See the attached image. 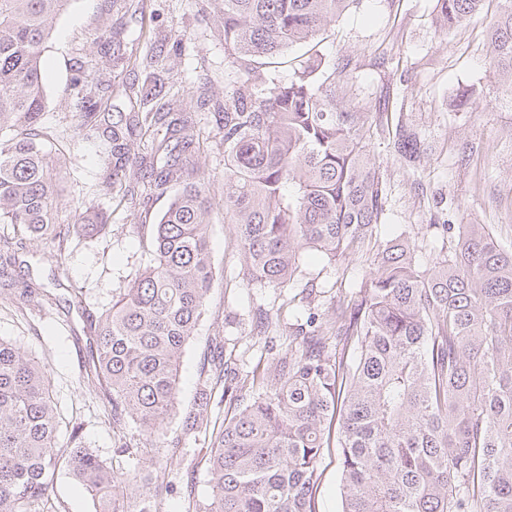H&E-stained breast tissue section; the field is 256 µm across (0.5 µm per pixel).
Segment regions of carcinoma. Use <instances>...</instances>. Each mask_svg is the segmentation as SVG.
I'll return each mask as SVG.
<instances>
[{
	"mask_svg": "<svg viewBox=\"0 0 512 512\" xmlns=\"http://www.w3.org/2000/svg\"><path fill=\"white\" fill-rule=\"evenodd\" d=\"M73 0H0V276L15 248L37 240L62 253L68 239L105 235L109 215L86 208L56 223L59 189L41 125V58L57 18ZM236 75L224 93V214L241 245L247 283L288 287L305 253L329 265L378 247L380 260L349 295L288 326L289 343L270 367L238 379L218 364L202 381L188 433H205L215 386L227 411L206 454L210 503L200 512H318L323 450L341 470V512H512V254L481 224H463L455 246L424 270L423 244L383 243L385 187L361 131L382 112H358L336 84L315 38L350 0H218ZM482 0H437L444 32L476 14ZM311 57L286 81L263 70L297 44ZM488 50L512 94V0L491 23ZM76 127L108 143L106 189L123 199L132 168L153 186L180 185L153 225L149 266L104 312L88 314V367L98 384L118 454L154 446L175 410L179 367L203 317L217 271L208 248L210 177L180 156L200 131L180 112H131L127 131L104 122L98 70L78 67ZM151 132L148 152L129 136ZM408 165L421 140L400 127L394 143ZM144 447L124 441L126 419ZM61 468L91 495L95 512H140L164 485L168 465L128 473L109 466L59 420L42 367L0 339V512H62L51 502Z\"/></svg>",
	"mask_w": 512,
	"mask_h": 512,
	"instance_id": "carcinoma-1",
	"label": "carcinoma"
}]
</instances>
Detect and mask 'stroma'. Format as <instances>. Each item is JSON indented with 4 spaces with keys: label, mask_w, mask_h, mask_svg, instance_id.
<instances>
[{
    "label": "stroma",
    "mask_w": 512,
    "mask_h": 512,
    "mask_svg": "<svg viewBox=\"0 0 512 512\" xmlns=\"http://www.w3.org/2000/svg\"><path fill=\"white\" fill-rule=\"evenodd\" d=\"M437 0H350L328 24L321 51L343 64L336 76L351 106L385 111L388 123L366 139L368 157L386 186L382 235L423 238L431 224H483L512 249V96L506 95L486 51L489 24L502 0H485L481 14L450 33L435 24ZM116 31L120 50L107 60L100 38ZM151 66H144L145 57ZM224 32L214 19L213 0H73L55 25L42 55L46 104L42 124L58 156L61 190L58 221L73 223L74 209H108L112 231L104 237H74L56 254L37 241L18 252L11 285H0V338L17 345L46 372L59 406L60 432L80 426L83 442L104 461L115 455L112 429L85 367L89 342L83 312L99 313L128 288L150 260L151 226L173 192L136 185L135 202L112 198L102 184L105 146L95 136L73 132L78 104V65L98 68L108 88L102 110L109 121L132 112L131 86L153 77L161 85L148 110L185 113L200 127V151L190 165L210 175V249L218 271L195 338L182 358L178 408L160 426L156 456L168 460L172 487L158 495L151 512H195L211 495L204 457L208 436L184 434L198 382L218 352L230 353L239 374L272 360L257 340L260 313L275 315L285 302L292 314L265 329L277 346L288 343V325L307 311L301 297L313 282L319 303L348 294L374 269L368 250L322 267L306 257L303 274L287 288L247 284L234 226L224 217V146L204 99H223L231 76L224 65ZM406 125L422 142L416 165L400 162L393 143ZM43 284L49 303L22 313L14 305L24 281ZM80 303H73V291ZM317 490L318 512H340L341 473L337 451L325 449Z\"/></svg>",
    "instance_id": "stroma-1"
}]
</instances>
